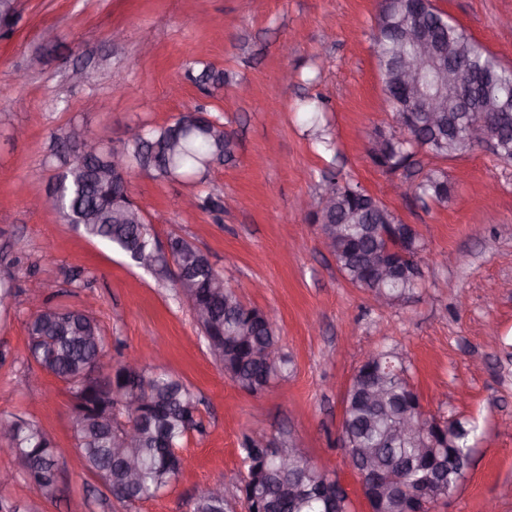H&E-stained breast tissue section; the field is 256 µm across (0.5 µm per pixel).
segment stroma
<instances>
[{
	"instance_id": "1",
	"label": "stroma",
	"mask_w": 512,
	"mask_h": 512,
	"mask_svg": "<svg viewBox=\"0 0 512 512\" xmlns=\"http://www.w3.org/2000/svg\"><path fill=\"white\" fill-rule=\"evenodd\" d=\"M379 0H20L0 38V270L14 273L16 303L0 309V420H36L60 467L55 499L24 479L0 490V512H188L220 484L229 512L243 434L262 445L299 443L338 476L351 512H369L341 444L344 397L362 354L397 352L424 411L469 423L472 463L433 512H512V164L484 146L449 158L417 150L390 171L368 154L393 130L374 45ZM498 62L512 68V0H434ZM55 38L44 42L42 32ZM291 47L282 54L281 44ZM42 64L28 69L31 56ZM223 83L186 77L195 60ZM91 79L69 81L73 66ZM26 71L16 82L18 71ZM204 106L235 142L205 175L131 176L130 193L154 236H182L208 254L247 305L277 314L287 378L263 394L239 388L212 355L188 300L123 254L62 223L28 175L61 171L54 133L70 126L121 146L128 126L167 125ZM447 174L450 196L395 197V180ZM360 186L425 249L422 278L402 305L381 308L349 283L298 200L316 203L326 177ZM213 198L214 209L199 208ZM85 311L106 336L105 364L137 357L191 385L202 432L179 449L185 466L155 497L125 506L78 464L67 383L28 358L25 290Z\"/></svg>"
}]
</instances>
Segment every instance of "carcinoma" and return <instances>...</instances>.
I'll list each match as a JSON object with an SVG mask.
<instances>
[{
	"label": "carcinoma",
	"mask_w": 512,
	"mask_h": 512,
	"mask_svg": "<svg viewBox=\"0 0 512 512\" xmlns=\"http://www.w3.org/2000/svg\"><path fill=\"white\" fill-rule=\"evenodd\" d=\"M415 6V0H405L401 14L394 15L385 4H379L376 54L383 85H388L395 75L399 58L412 54L407 33L410 25L418 21L458 71V87L468 99L470 110L458 111L455 94L448 98V112L444 113L441 128L423 127L418 138L404 142L394 133L383 137L380 145L384 164L396 171L414 156L416 148L435 156L452 157L469 145L466 134L473 124L492 128L497 133L493 154L504 163H512V112H487L484 107L489 98L512 105V69L502 66L434 4L422 7L417 20ZM173 136L174 126L167 125L150 128L145 131L144 140L125 144L128 167L140 166L147 159L163 177L195 174L207 165L221 142L224 157L232 156V134L212 124L186 126L175 150L169 147ZM65 164L68 169L56 177L58 194L52 204L66 223H71L72 216H80V226L87 237L100 240L127 257L140 243L152 238L150 225L128 224L120 216L118 207L112 205V186L84 178L76 160ZM417 191L421 196L446 201L448 179L431 170L423 176ZM335 194L334 205L320 210V218L325 224L336 225L334 255L339 271L352 285L374 297L387 294L393 306L405 301L417 282H381L368 266L372 256L389 246L380 231L386 224L397 223L398 218L358 186H338ZM173 241L175 262L196 272L191 285L177 284L175 288L188 297L191 307L205 304L210 308L211 321H201L199 326L224 372L249 393L265 392L283 377L288 365L278 345L276 322L265 321L264 311L244 305L231 288H210L215 269L210 266L208 255L183 237ZM26 330L29 358L42 371L70 385L73 399L83 403L82 413L72 423L83 468L97 477L112 496L129 505L168 487L184 466L177 448L192 431L202 429L194 390L165 373L142 368L137 390L144 412L133 418L124 407L126 393L121 386H116L112 397L103 401L100 387L88 377V369L102 364L105 356V338L93 317L80 310L42 306L26 321ZM263 350L274 354L271 361L258 358ZM396 357L393 352H382L374 366L360 368L361 376L349 397L345 421L347 453L355 464L361 449H373L371 466L379 480L399 482L405 487L398 496L386 493L373 502L376 512H406L413 486L426 481L435 461L454 454L448 461L444 482L430 485L420 495L419 512H430L433 504L448 497V491L457 490L465 476L471 463V429L458 421L451 431L434 427L415 437L395 438L398 415L412 406L417 396L408 382L407 368L403 362H395ZM374 383L386 389L385 397L376 403L365 396V390ZM13 424L14 431L6 436L8 456L16 463H27L21 474L42 497H54L53 472L58 461L51 440L32 419L18 417ZM130 426L137 435L126 445L124 439ZM241 450L245 473L239 492L248 512H274L278 508L281 512H323L328 500L324 489H336L337 478L306 457L292 458L285 469L279 454L257 447L248 434L243 435ZM126 459L137 463L133 479L122 465ZM190 512H226V500L205 490L194 500Z\"/></svg>",
	"instance_id": "carcinoma-1"
}]
</instances>
